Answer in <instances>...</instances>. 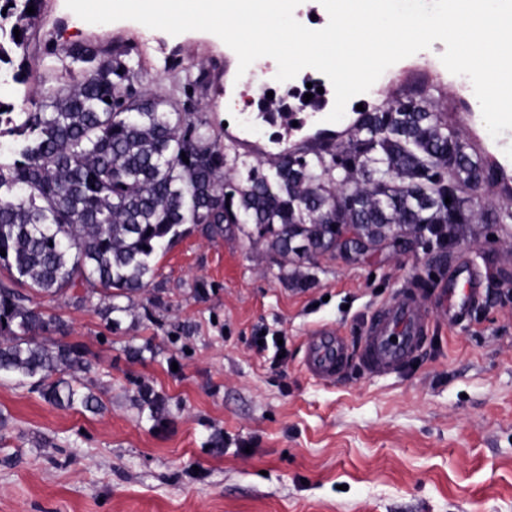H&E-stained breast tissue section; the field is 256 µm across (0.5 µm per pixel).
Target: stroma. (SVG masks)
Listing matches in <instances>:
<instances>
[{
  "label": "stroma",
  "instance_id": "1",
  "mask_svg": "<svg viewBox=\"0 0 512 512\" xmlns=\"http://www.w3.org/2000/svg\"><path fill=\"white\" fill-rule=\"evenodd\" d=\"M73 42L135 49L150 86L170 66H205L203 116L268 171L288 151L335 143L356 117L331 123L318 112L290 129L301 81L277 93L266 59L241 75L212 33L90 24L65 0H42L32 67ZM436 57L404 58L380 77L379 95L427 79L425 97L490 161L493 139L462 105L467 78L448 77ZM483 193L484 220L455 226L451 245L392 230L362 253L299 258L251 224L215 237L195 227L111 319L47 303L67 342L85 348L82 390L102 407L59 408L0 380V512H512V224L493 214L512 195L493 175ZM459 268L481 273L483 296L462 323L432 318L412 365L386 376L354 367L332 383L306 373L313 331L356 342L375 309L407 290L433 310ZM264 333L284 336L283 361L258 351ZM146 388L162 397L158 409L142 400Z\"/></svg>",
  "mask_w": 512,
  "mask_h": 512
}]
</instances>
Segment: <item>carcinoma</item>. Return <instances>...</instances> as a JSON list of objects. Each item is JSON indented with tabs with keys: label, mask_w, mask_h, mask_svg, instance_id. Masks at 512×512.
Wrapping results in <instances>:
<instances>
[{
	"label": "carcinoma",
	"mask_w": 512,
	"mask_h": 512,
	"mask_svg": "<svg viewBox=\"0 0 512 512\" xmlns=\"http://www.w3.org/2000/svg\"><path fill=\"white\" fill-rule=\"evenodd\" d=\"M40 4L0 0V377L51 405L93 408L74 376L92 363L52 338L65 325L41 300L93 281L110 322L124 311L114 300L143 290L158 252L191 226L252 224L278 252L306 254L334 248V224L370 240L398 225L442 237L483 215L465 185L482 160L425 99L365 110L345 139L266 172L238 162L199 116L203 67L147 88L127 51L74 44L61 65L32 71Z\"/></svg>",
	"instance_id": "carcinoma-1"
}]
</instances>
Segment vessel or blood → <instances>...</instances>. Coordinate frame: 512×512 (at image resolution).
<instances>
[{
  "instance_id": "obj_1",
  "label": "vessel or blood",
  "mask_w": 512,
  "mask_h": 512,
  "mask_svg": "<svg viewBox=\"0 0 512 512\" xmlns=\"http://www.w3.org/2000/svg\"><path fill=\"white\" fill-rule=\"evenodd\" d=\"M481 294L480 277L462 271L435 292L440 317L450 323L466 317ZM428 325V316L413 306L409 295H401L376 310L357 349L328 328L308 337L304 368L322 382L335 380L353 362L373 376L396 373L422 349Z\"/></svg>"
}]
</instances>
